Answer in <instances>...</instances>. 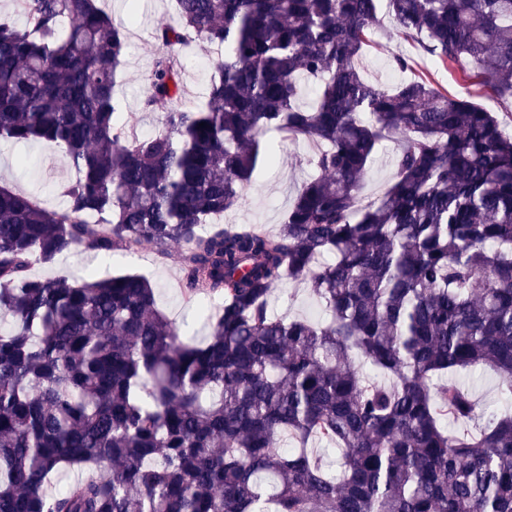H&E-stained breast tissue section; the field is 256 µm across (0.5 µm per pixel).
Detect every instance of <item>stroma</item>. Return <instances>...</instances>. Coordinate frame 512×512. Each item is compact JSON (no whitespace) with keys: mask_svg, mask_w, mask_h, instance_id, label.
<instances>
[{"mask_svg":"<svg viewBox=\"0 0 512 512\" xmlns=\"http://www.w3.org/2000/svg\"><path fill=\"white\" fill-rule=\"evenodd\" d=\"M103 6L115 15L135 18L129 30L130 48L117 95L129 130L138 135L150 133L160 121L159 113L146 112L141 108L155 53L152 32L158 20L173 18L174 0H104ZM379 18L362 60L367 78L395 85L404 75L395 59L408 57L411 75L426 78L447 89L449 94L471 96L487 111L497 113L503 126L512 130L511 104L500 102L487 89L463 82L459 67H439L418 43L398 33L387 13H380ZM223 55V49L205 46L194 48L184 58L181 71L183 104L189 106L202 101L215 74L214 65ZM266 143L276 150V164L264 166L257 172L245 202L236 212L225 215L224 220L235 224H255L265 231L274 232L284 220L295 188L314 173L306 163L314 147L303 141L281 146L278 135L273 132L267 134ZM74 177L75 172L62 149L40 140L15 142L0 139V185L33 197L42 207L56 209L62 206V187ZM90 269L102 277L124 272L145 276L159 287L158 307L176 322L181 334L198 342L208 336L207 324L187 305L179 290L183 272L178 256L160 261L146 247L134 253L118 251L105 258H90L75 252L59 257L53 265L34 266L32 272L37 276L64 275L78 279ZM272 310L275 315L285 318L306 317L319 321L326 316L324 306L309 290L291 281L275 289ZM453 380L475 400L480 415L489 411L512 412V393L503 389L494 370H461L454 374Z\"/></svg>","mask_w":512,"mask_h":512,"instance_id":"obj_1","label":"stroma"}]
</instances>
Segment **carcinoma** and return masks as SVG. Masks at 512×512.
Segmentation results:
<instances>
[{
  "instance_id": "1",
  "label": "carcinoma",
  "mask_w": 512,
  "mask_h": 512,
  "mask_svg": "<svg viewBox=\"0 0 512 512\" xmlns=\"http://www.w3.org/2000/svg\"><path fill=\"white\" fill-rule=\"evenodd\" d=\"M15 2L0 137L60 146L75 179L58 210L0 186V512H512V416L447 426L476 409L457 371L488 366L512 393V132L360 66L384 2L438 65L467 60L464 81L512 101V0H175L146 136L119 120L127 21L100 0ZM200 44L224 60L188 107L178 55ZM269 132L314 145L318 175L275 233L220 223L276 162ZM389 138L393 182L366 202ZM144 246L180 250L187 303L221 300L198 308L206 341L179 340L139 274H30ZM286 280L331 319L272 315ZM314 442L342 452L339 474Z\"/></svg>"
}]
</instances>
